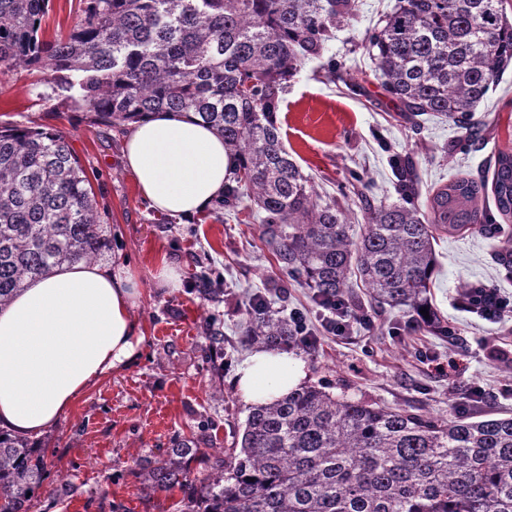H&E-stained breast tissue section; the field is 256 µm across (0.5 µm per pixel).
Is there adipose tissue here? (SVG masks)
<instances>
[{"mask_svg": "<svg viewBox=\"0 0 512 512\" xmlns=\"http://www.w3.org/2000/svg\"><path fill=\"white\" fill-rule=\"evenodd\" d=\"M122 156L149 208L178 219L209 209L232 167L223 138L190 112L147 114ZM140 295L117 262L63 266L31 281L0 311V427L41 437L90 387L133 365L144 341L133 316ZM306 378L299 357L264 348L234 375L252 403L280 399Z\"/></svg>", "mask_w": 512, "mask_h": 512, "instance_id": "obj_1", "label": "adipose tissue"}]
</instances>
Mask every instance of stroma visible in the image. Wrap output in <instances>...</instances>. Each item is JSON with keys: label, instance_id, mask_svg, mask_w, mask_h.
Here are the masks:
<instances>
[{"label": "stroma", "instance_id": "1", "mask_svg": "<svg viewBox=\"0 0 512 512\" xmlns=\"http://www.w3.org/2000/svg\"><path fill=\"white\" fill-rule=\"evenodd\" d=\"M396 3L357 0L354 17L280 95L277 119L288 152L318 193L355 210L364 197L399 200L402 163L412 164L425 195L462 176L491 182L498 152L512 147V67L464 123L400 112L363 49ZM35 80L23 67L0 75V123L64 132L107 209L103 261L121 260L139 280L135 316L145 339L134 365L93 386L41 437L48 463L65 479L52 483L33 512H177L174 497L142 494L131 465L187 438L205 448L231 445L248 413L231 377L249 351L241 331L256 294L273 308L306 314L316 342L293 352L307 383L333 395L431 417L512 411V363L489 354L512 350V321L494 324L454 306L471 286L512 295V221L499 215L492 193L483 197L482 224L435 244L430 299L446 334L407 329V314L386 308L372 311L370 325L355 323L336 336L323 329V309L310 289L287 278L261 242L260 219L242 224L198 215L185 223L149 209L122 162L124 132L91 124L61 98H41ZM165 259L179 265V289L154 278ZM205 279L208 294L199 288ZM210 321L224 332L220 377L210 360Z\"/></svg>", "mask_w": 512, "mask_h": 512}]
</instances>
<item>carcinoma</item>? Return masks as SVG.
I'll return each instance as SVG.
<instances>
[{
	"label": "carcinoma",
	"mask_w": 512,
	"mask_h": 512,
	"mask_svg": "<svg viewBox=\"0 0 512 512\" xmlns=\"http://www.w3.org/2000/svg\"><path fill=\"white\" fill-rule=\"evenodd\" d=\"M69 30L42 34L51 0H0V71L49 69L39 83L123 128L148 112H191L224 137L236 165L211 213L264 212L261 241L313 299L349 292L418 318L429 308L437 234L482 223L484 186L461 177L414 204L365 202L351 233L346 209L320 201L283 143L275 118L283 84L353 16L356 0H78ZM509 0H397L367 50L385 91L412 116L453 122L477 110L512 63ZM512 219V148L492 182ZM100 203L65 135L0 126V309L63 265L105 245ZM244 342L286 350L290 318L250 299ZM206 459L203 476L191 464ZM141 491H179L183 512H512V413L434 418L336 397L304 385L251 405L230 448L185 439L135 462ZM52 482L45 450L0 429V512H31Z\"/></svg>",
	"instance_id": "obj_1"
}]
</instances>
